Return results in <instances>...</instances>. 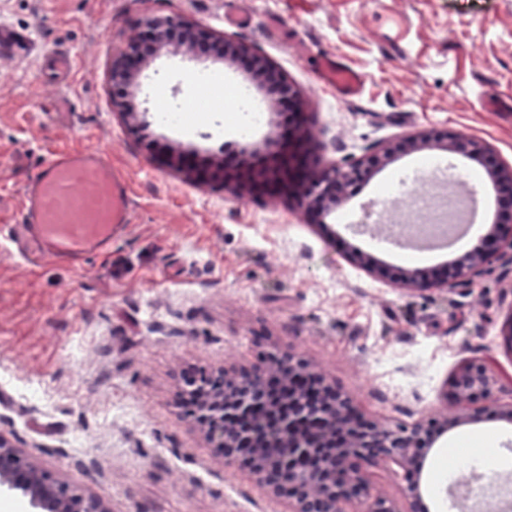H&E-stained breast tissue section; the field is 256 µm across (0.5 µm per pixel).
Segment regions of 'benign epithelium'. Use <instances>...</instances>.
<instances>
[{
	"instance_id": "1",
	"label": "benign epithelium",
	"mask_w": 512,
	"mask_h": 512,
	"mask_svg": "<svg viewBox=\"0 0 512 512\" xmlns=\"http://www.w3.org/2000/svg\"><path fill=\"white\" fill-rule=\"evenodd\" d=\"M179 41L190 58L230 54L274 90V97L295 117L303 112L298 91L266 59L246 45L220 41L202 27L168 17L146 20L119 51L112 64V102H124L138 83L135 75L146 47ZM390 151L376 154L346 168L303 171L310 185L304 201L307 218L317 221L337 206L376 162ZM512 252V224L498 225L477 253L461 256L442 277L428 281L409 275L417 290L466 278ZM224 394L197 409L210 447L224 461L246 457L253 473L288 505V512H428L415 478L418 461L450 429L468 423L475 415L463 410L453 418L428 417L410 426L391 428L366 418L336 386L315 376L307 363L290 354L270 351L249 367L222 371ZM508 377L488 357L465 363L451 380L454 397L465 402L481 395L497 406L494 391ZM395 464L403 473L401 497L372 494L371 474L383 464ZM32 472L22 452L0 436V494L23 491L22 476ZM32 512H103L91 496L72 492L65 484H43L29 496Z\"/></svg>"
}]
</instances>
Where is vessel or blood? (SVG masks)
<instances>
[{
	"label": "vessel or blood",
	"mask_w": 512,
	"mask_h": 512,
	"mask_svg": "<svg viewBox=\"0 0 512 512\" xmlns=\"http://www.w3.org/2000/svg\"><path fill=\"white\" fill-rule=\"evenodd\" d=\"M48 67L68 83L78 55L50 53ZM322 78L346 94L357 92L363 77L326 59ZM18 221L0 226V246L17 250L31 269L55 262L83 269L92 256L111 253L112 239L133 224L130 180L95 149L60 148L29 177L17 203Z\"/></svg>",
	"instance_id": "obj_1"
}]
</instances>
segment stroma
Returning a JSON list of instances; mask_svg holds the SVG:
<instances>
[{
  "label": "stroma",
  "mask_w": 512,
  "mask_h": 512,
  "mask_svg": "<svg viewBox=\"0 0 512 512\" xmlns=\"http://www.w3.org/2000/svg\"><path fill=\"white\" fill-rule=\"evenodd\" d=\"M244 10L253 25L224 26ZM169 16L247 45L299 91L297 125L319 169L344 167L404 138L340 209L347 224L309 223L299 199L233 182L195 184L164 160H220L225 142L253 149L275 137L266 120L247 139L227 103L246 67L162 47L141 66L130 113L112 105V62L149 17ZM29 35L0 53V223L47 154L96 149L131 179L136 221L112 253L75 271H28L0 251V436L48 481L98 499L106 512H284L246 462L225 464L179 402L183 371L239 368L264 347L304 357L366 415L408 426L458 408L449 381L467 360L512 367L500 329L512 315V263L418 292L442 260L395 259L363 210L425 160L448 159L449 138L482 141L512 167V0H0V24ZM77 52L71 88L45 81L43 55ZM361 72L345 97L318 83L322 56ZM172 104L207 106L195 125L161 122L153 89ZM512 405V385L497 393ZM498 408V410H499ZM498 410L445 436L469 455L512 450Z\"/></svg>",
  "instance_id": "35a3bbf8"
}]
</instances>
